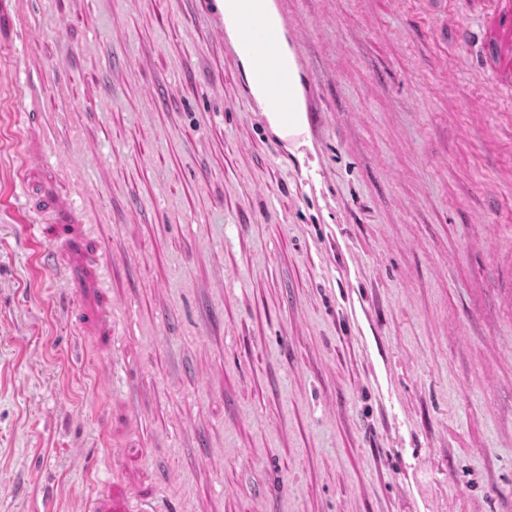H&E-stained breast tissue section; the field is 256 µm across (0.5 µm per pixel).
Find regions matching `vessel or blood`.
I'll list each match as a JSON object with an SVG mask.
<instances>
[{
    "mask_svg": "<svg viewBox=\"0 0 512 512\" xmlns=\"http://www.w3.org/2000/svg\"><path fill=\"white\" fill-rule=\"evenodd\" d=\"M218 20L224 44L235 55L243 83V111L261 113L265 128L287 153L302 183L316 190L321 168L313 164L318 150L317 111L311 105L316 83L306 61V36L293 28L280 12L277 0H204ZM471 11L459 0H410L424 19L427 41L448 46L450 62L439 75L441 85L469 72L479 85L490 111L502 124L512 125V0H472ZM456 38H449V31ZM338 295L349 319L363 335L372 337L382 364L391 355L381 329L370 322V297L358 280L338 286Z\"/></svg>",
    "mask_w": 512,
    "mask_h": 512,
    "instance_id": "vessel-or-blood-1",
    "label": "vessel or blood"
}]
</instances>
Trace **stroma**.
Returning a JSON list of instances; mask_svg holds the SVG:
<instances>
[{"label":"stroma","mask_w":512,"mask_h":512,"mask_svg":"<svg viewBox=\"0 0 512 512\" xmlns=\"http://www.w3.org/2000/svg\"><path fill=\"white\" fill-rule=\"evenodd\" d=\"M281 9L391 399L201 0H20L0 46V512H512V131L468 76L437 88L449 55L410 6Z\"/></svg>","instance_id":"1"}]
</instances>
